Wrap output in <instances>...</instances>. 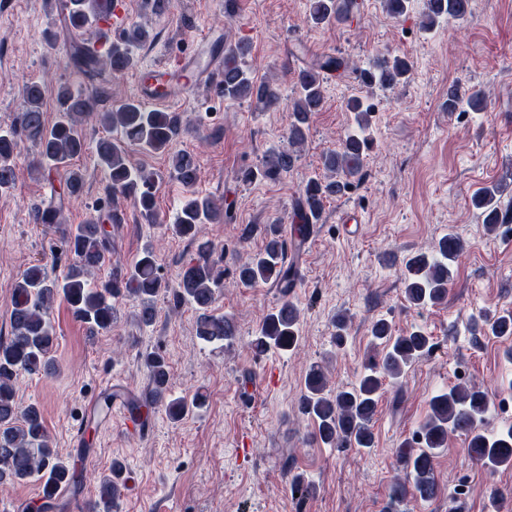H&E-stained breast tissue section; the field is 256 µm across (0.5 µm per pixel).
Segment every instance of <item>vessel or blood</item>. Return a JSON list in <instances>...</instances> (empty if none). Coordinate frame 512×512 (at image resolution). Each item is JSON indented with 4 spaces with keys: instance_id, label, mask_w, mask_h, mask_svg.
Segmentation results:
<instances>
[{
    "instance_id": "obj_1",
    "label": "vessel or blood",
    "mask_w": 512,
    "mask_h": 512,
    "mask_svg": "<svg viewBox=\"0 0 512 512\" xmlns=\"http://www.w3.org/2000/svg\"><path fill=\"white\" fill-rule=\"evenodd\" d=\"M124 11V0H101L96 17L100 47H110ZM217 43L213 33H205L196 38L191 53L179 56L174 63L140 69L135 76L140 99L149 103L175 102L204 82L218 81L224 70V54Z\"/></svg>"
}]
</instances>
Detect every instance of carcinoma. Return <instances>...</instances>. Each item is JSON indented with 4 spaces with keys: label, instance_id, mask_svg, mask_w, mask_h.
<instances>
[{
    "label": "carcinoma",
    "instance_id": "obj_1",
    "mask_svg": "<svg viewBox=\"0 0 512 512\" xmlns=\"http://www.w3.org/2000/svg\"><path fill=\"white\" fill-rule=\"evenodd\" d=\"M89 0H69L70 28L83 29L93 24L87 11ZM309 18L315 25H343L360 11L361 0H308ZM470 10V0H427L423 27L431 30L442 22H462ZM149 31L140 24L125 28L112 42L104 55H95L83 45L75 44L70 58L80 70L88 73L100 68L118 77L136 63L134 49L145 43ZM250 47L238 41L224 45V72L220 88L224 99H249L259 108H272L281 100L280 89L266 81H257L246 67L245 57ZM350 69L349 61L341 55H325L298 70L294 80V96L289 100L291 121L288 143L301 144L307 137L310 121L323 101L324 75H343ZM411 70L404 58L382 56L361 72L364 82L383 90L405 81ZM25 106L6 129H0V196L9 193L16 182L14 159L19 143L26 138L38 147L37 170L62 169L64 182L58 196L44 208H37L33 220L37 224L57 225L65 204L78 200L83 192L82 175L69 168L70 161L87 152L88 143L83 125L98 121L107 129H117L120 138H101L96 142L98 163L109 171L105 188L106 200L120 193L133 200L141 219L154 226L160 218L155 202L153 176L133 166L126 145H138L152 152L167 149L181 131L179 117L173 112L149 110L141 103L127 101L117 108L97 111L96 101L85 94L61 88L57 92L59 118L47 127L43 112L45 86L29 82L24 86ZM465 106L473 112L485 110L484 95L479 90L461 91L457 85L448 88V111ZM362 130L370 124L372 105L361 98L347 103ZM371 148L366 136L351 135L338 152L322 157L323 167L336 174L325 180L310 178L299 194L294 207V225L291 238H284L278 224L268 226L264 247L249 256L235 268L236 280L244 286L272 283L279 288H290L299 279L294 261L295 252L314 233L321 220L325 201L341 196L363 180L364 158ZM293 152L271 150L265 154L259 168L242 173L245 181L258 177L276 178L291 169ZM172 169L179 183L186 188L176 223L166 224V231L190 239L196 245V257L187 262L171 287L161 274L155 252L147 248L131 270L115 275L96 285L89 276L105 264L112 252V230L116 222L109 206H101L89 213L86 220L61 231L59 249L68 259V270L62 279L49 276L42 264L28 267L17 282L16 299L11 312L10 336L0 338V483L23 482L40 477L41 506L59 512L60 493L65 489L78 490L82 483L81 469L71 460L58 455L52 448L43 424L40 408L30 404L20 408L14 389V380L26 372L30 375H51L56 372L53 348L56 336L49 319L54 299L58 296L69 304L74 318L85 324L90 333L112 328L116 316L114 300L132 296L139 302L137 322L145 327L156 318L155 297L162 290H171L175 303L189 302L198 312L197 333L206 342H230L237 335L233 322L210 313L215 287L223 272L211 257V249L196 235L202 224L232 223L234 215L224 203L211 197L196 195L193 191L199 168L196 158L187 152L172 157ZM504 183L485 188L472 197V205L483 210L487 231L495 233L502 224H512V203L501 206ZM463 250L461 239L453 232L440 238L433 251L417 253L404 262L401 281L404 296L411 304L424 308L436 306L448 298V288L454 280L453 263ZM299 314L288 301L271 311L264 319L258 334L251 341L252 349L265 353L271 349L287 350L297 341ZM474 328L492 336H512V311L486 316ZM371 336L381 349L366 371L351 388L331 392L323 367L314 364L307 372L302 411L317 423L316 441L333 448H371L374 434L370 423L377 410L384 382L396 383L413 361L430 351L431 337L421 329L395 333L385 319L375 321ZM148 369V384L141 399L132 402V409L141 411L160 406L173 420L201 407L205 398L197 393L191 397H171L170 373L164 358L153 352L143 356ZM491 402L481 390L455 385L440 392L429 401L426 421L402 444L400 456L404 478L392 483L390 501L399 503L410 496L422 500L436 496L438 486L434 477L435 459L446 447L448 433L464 436L469 458L487 473L501 468H512V427L495 435L485 431L484 425ZM125 466L112 462L110 473L99 486V500L95 508L111 510L118 507L125 489Z\"/></svg>",
    "mask_w": 512,
    "mask_h": 512
}]
</instances>
